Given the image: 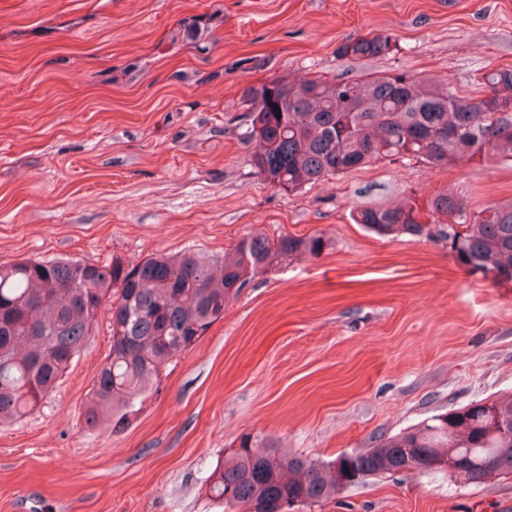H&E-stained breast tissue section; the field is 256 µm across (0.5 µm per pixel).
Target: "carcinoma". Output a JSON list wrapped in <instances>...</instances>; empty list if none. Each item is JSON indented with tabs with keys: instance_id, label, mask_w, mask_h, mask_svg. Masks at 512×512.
Instances as JSON below:
<instances>
[{
	"instance_id": "carcinoma-1",
	"label": "carcinoma",
	"mask_w": 512,
	"mask_h": 512,
	"mask_svg": "<svg viewBox=\"0 0 512 512\" xmlns=\"http://www.w3.org/2000/svg\"><path fill=\"white\" fill-rule=\"evenodd\" d=\"M395 44L384 32L347 39L337 54L380 57ZM481 84L483 94L464 96L407 72L352 80L274 76L242 93L241 139L252 146L247 163L267 184L292 192L378 160L413 156L431 168L488 155L512 160V68L485 72ZM428 208L433 224L423 223L413 202L360 206L351 219L379 236L444 239L459 266L512 281V203L471 212L463 200L441 194ZM328 246L321 234L271 238L257 231L222 256L0 263V424L24 417L55 388L107 301L111 350L83 418L90 426L107 420L115 431L128 427L165 365L223 318L231 296L269 269ZM397 471L471 482L511 476L512 394L433 415L326 462L278 448L256 453L246 435L206 484L224 512H280L283 501L310 509Z\"/></svg>"
}]
</instances>
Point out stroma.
<instances>
[{
  "label": "stroma",
  "mask_w": 512,
  "mask_h": 512,
  "mask_svg": "<svg viewBox=\"0 0 512 512\" xmlns=\"http://www.w3.org/2000/svg\"><path fill=\"white\" fill-rule=\"evenodd\" d=\"M396 49L349 59L346 38ZM512 66V0H0V263L221 255L248 233L331 246L257 277L122 432L82 413L108 309L23 420L0 426V512H224L204 479L251 436L315 461L512 391V282L351 209L512 201V161L382 160L294 192L247 164L243 89L406 71L481 94ZM312 512H512V479H370ZM395 44V35L384 32L373 36L347 39L339 45L336 53L350 59L380 57L389 54Z\"/></svg>",
  "instance_id": "1"
}]
</instances>
